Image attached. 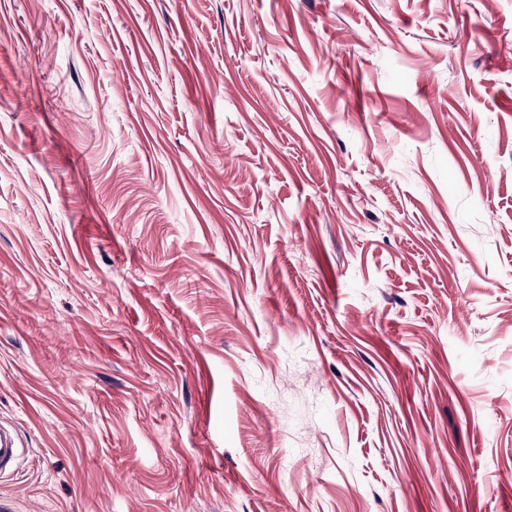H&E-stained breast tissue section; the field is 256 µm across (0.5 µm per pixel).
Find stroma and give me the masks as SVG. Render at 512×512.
<instances>
[{
	"label": "stroma",
	"mask_w": 512,
	"mask_h": 512,
	"mask_svg": "<svg viewBox=\"0 0 512 512\" xmlns=\"http://www.w3.org/2000/svg\"><path fill=\"white\" fill-rule=\"evenodd\" d=\"M14 512H512V0H0Z\"/></svg>",
	"instance_id": "obj_1"
}]
</instances>
